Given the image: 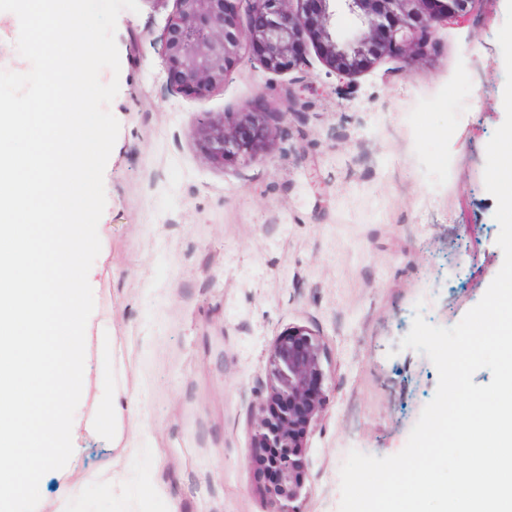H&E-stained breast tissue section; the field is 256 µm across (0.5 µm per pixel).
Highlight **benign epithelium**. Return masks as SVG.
<instances>
[{
    "instance_id": "1",
    "label": "benign epithelium",
    "mask_w": 512,
    "mask_h": 512,
    "mask_svg": "<svg viewBox=\"0 0 512 512\" xmlns=\"http://www.w3.org/2000/svg\"><path fill=\"white\" fill-rule=\"evenodd\" d=\"M163 53L177 87L200 97L224 85L241 50L251 47L266 68L300 64L301 48L314 36L326 61L340 73L366 68L384 53L396 54L416 39L426 45L435 24L463 15L474 0H173ZM250 11L247 29L239 27L240 4ZM363 11V29L347 42L331 31L332 7ZM275 112H234L229 118L204 117L197 125L203 159L222 166L252 161L272 137ZM324 344L305 328H290L269 357L270 387L254 423L249 460L270 474L265 492L273 512H297L304 487L302 460L312 424L325 402Z\"/></svg>"
}]
</instances>
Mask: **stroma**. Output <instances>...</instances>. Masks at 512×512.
I'll return each mask as SVG.
<instances>
[{"label":"stroma","instance_id":"35a3bbf8","mask_svg":"<svg viewBox=\"0 0 512 512\" xmlns=\"http://www.w3.org/2000/svg\"><path fill=\"white\" fill-rule=\"evenodd\" d=\"M121 11L109 106L120 131L104 172L101 252L90 272L91 388L124 385L131 449L82 431L78 465L46 473L42 498L81 485L69 512H272L248 462L268 357L291 327L325 347L326 401L303 458L298 512H339L350 450L400 452L438 372L399 347L415 312L456 325L502 267L486 146L503 123L497 34L506 0H474L426 48L340 75L309 40L302 66L267 69L243 49L204 98L168 84L171 0ZM276 112L252 162L206 163L201 113ZM123 474L113 496L101 464Z\"/></svg>","mask_w":512,"mask_h":512}]
</instances>
